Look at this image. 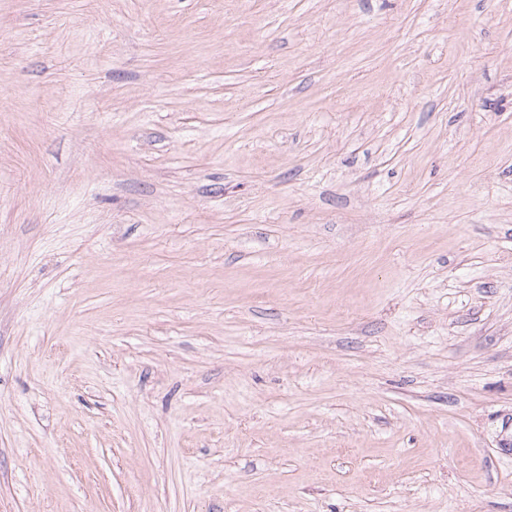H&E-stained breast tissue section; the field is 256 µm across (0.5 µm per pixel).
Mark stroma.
<instances>
[{
	"instance_id": "obj_1",
	"label": "stroma",
	"mask_w": 512,
	"mask_h": 512,
	"mask_svg": "<svg viewBox=\"0 0 512 512\" xmlns=\"http://www.w3.org/2000/svg\"><path fill=\"white\" fill-rule=\"evenodd\" d=\"M0 512H512V0H0Z\"/></svg>"
}]
</instances>
